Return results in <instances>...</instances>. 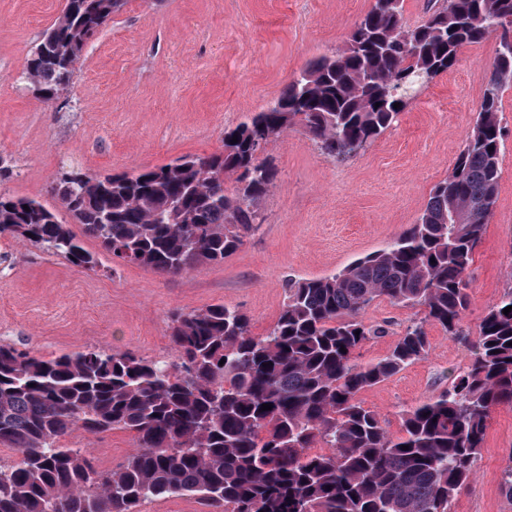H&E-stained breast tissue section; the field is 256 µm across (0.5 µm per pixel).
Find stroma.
Returning a JSON list of instances; mask_svg holds the SVG:
<instances>
[{
	"mask_svg": "<svg viewBox=\"0 0 512 512\" xmlns=\"http://www.w3.org/2000/svg\"><path fill=\"white\" fill-rule=\"evenodd\" d=\"M62 4L0 0V155L19 170L0 192L47 205L51 184L69 171L131 172L221 152L225 129L262 111L309 61L343 49L373 0H127L86 47L72 85L48 106L17 77ZM495 49L492 37L465 46L347 162L325 159L296 128L268 144L261 156L275 179L259 204L262 223L224 263L163 275L115 262L89 239L85 246L100 262L90 272L28 241L0 239V343L44 357L96 346L168 360L171 312L219 303L244 311L254 335L266 334L285 300V280L338 272L416 222L475 121ZM499 117V197L470 268L463 334L453 339L426 325L427 355L360 395L391 433L401 431L400 410L438 396L466 369L471 338L512 284V89ZM362 317L385 330L357 350L365 364L422 313L380 298ZM65 443L101 469L119 467L136 448L121 429L77 430ZM511 464L512 407L505 405L494 411L476 476L450 512H512L500 490Z\"/></svg>",
	"mask_w": 512,
	"mask_h": 512,
	"instance_id": "35a3bbf8",
	"label": "stroma"
}]
</instances>
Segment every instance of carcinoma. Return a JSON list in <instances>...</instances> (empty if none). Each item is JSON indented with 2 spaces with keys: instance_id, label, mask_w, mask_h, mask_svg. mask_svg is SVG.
Instances as JSON below:
<instances>
[{
  "instance_id": "cac0c4a2",
  "label": "carcinoma",
  "mask_w": 512,
  "mask_h": 512,
  "mask_svg": "<svg viewBox=\"0 0 512 512\" xmlns=\"http://www.w3.org/2000/svg\"><path fill=\"white\" fill-rule=\"evenodd\" d=\"M126 3L64 0L21 74L43 103L70 86L89 42ZM489 36L497 48L477 119L417 222L337 273L285 281L265 335L251 333L239 308L216 304L172 314L171 361L102 348L45 358L0 344V444L20 453L0 463V512H137L171 496H196L210 512H449L476 474L492 413L512 406V312L503 313L512 286L484 315L467 370L401 411V435L359 394L427 354L424 324L462 333L473 253L498 202L512 0H428L413 28L402 0H375L344 49L309 62L265 110L224 131L222 152L131 174L69 172L52 188L115 261L167 275L220 264L258 229L256 205L273 184L258 143L298 126L325 159L349 160L464 46ZM2 237L99 266L83 237L35 199L0 192ZM380 297L424 317L362 364L356 351L385 335L361 319ZM112 429L137 444L114 470L64 444L76 430Z\"/></svg>"
}]
</instances>
